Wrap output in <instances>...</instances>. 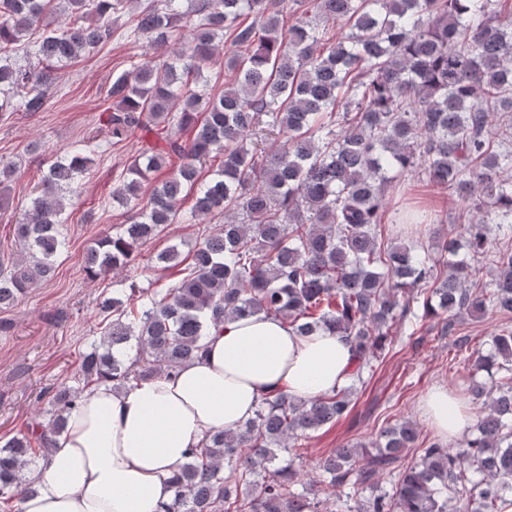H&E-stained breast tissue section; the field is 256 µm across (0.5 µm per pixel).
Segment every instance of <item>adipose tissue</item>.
I'll return each mask as SVG.
<instances>
[{
	"mask_svg": "<svg viewBox=\"0 0 512 512\" xmlns=\"http://www.w3.org/2000/svg\"><path fill=\"white\" fill-rule=\"evenodd\" d=\"M353 359L350 344L327 330L301 336L273 316L225 323L174 376L89 390L37 468L36 491L21 510L163 512L174 495L171 479L191 449L215 432L245 425L270 393L311 400L341 388ZM420 411L444 440L473 420L441 386L427 392Z\"/></svg>",
	"mask_w": 512,
	"mask_h": 512,
	"instance_id": "adipose-tissue-1",
	"label": "adipose tissue"
}]
</instances>
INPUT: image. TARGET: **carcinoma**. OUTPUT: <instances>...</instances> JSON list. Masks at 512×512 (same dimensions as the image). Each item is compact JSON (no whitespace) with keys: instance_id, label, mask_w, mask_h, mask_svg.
<instances>
[{"instance_id":"cac0c4a2","label":"carcinoma","mask_w":512,"mask_h":512,"mask_svg":"<svg viewBox=\"0 0 512 512\" xmlns=\"http://www.w3.org/2000/svg\"><path fill=\"white\" fill-rule=\"evenodd\" d=\"M172 55L129 61L112 74L102 126L112 146L145 141L112 190L126 209L120 233L98 240L84 271L95 280L130 266L170 224H224L188 253L155 256L180 277L167 288L131 283L103 296L102 336L81 354L74 384L48 399V424L0 446V503L34 493L27 468L46 459L67 415L93 385L117 389L171 375L204 351L209 330L266 315L301 336L328 330L350 343L351 382L309 401L262 398L238 430L193 449L164 512H337L326 490L345 488L348 512H505L512 506V328L465 357L470 395L484 405L473 437L432 442L415 462L414 423L347 443L305 479L279 456L349 410L356 386L393 327L467 315L512 314V4L508 0H0V114L41 112L59 66L112 38ZM68 23L52 29L47 14ZM348 27L330 36L327 24ZM43 29L17 63L19 43ZM224 71L216 95L202 70ZM280 138L268 152L258 137ZM71 148L41 179L14 225L21 255L0 270V306L47 282L65 245L67 197L91 162ZM163 168L141 204L144 183ZM448 186L461 207L458 238L435 235L442 259L419 250L407 212L385 242V190L406 177ZM496 226L499 239L490 237ZM489 259L495 274L476 278ZM386 476L390 486L383 485Z\"/></svg>"}]
</instances>
